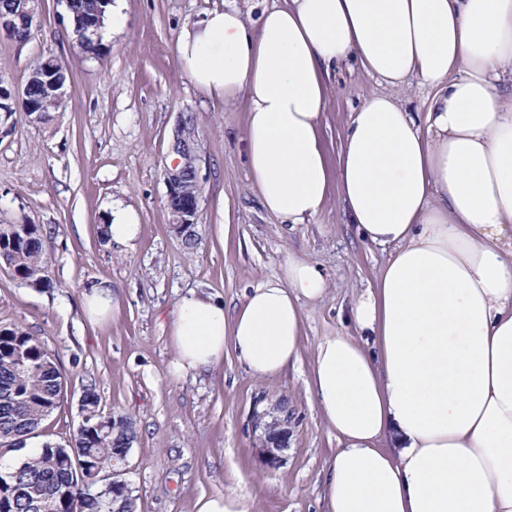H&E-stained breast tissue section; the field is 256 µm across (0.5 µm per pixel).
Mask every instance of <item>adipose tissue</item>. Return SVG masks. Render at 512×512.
Listing matches in <instances>:
<instances>
[{"mask_svg": "<svg viewBox=\"0 0 512 512\" xmlns=\"http://www.w3.org/2000/svg\"><path fill=\"white\" fill-rule=\"evenodd\" d=\"M192 82L249 104L248 172L265 210L305 224L337 185L347 224L387 252L350 330L318 342L307 388L338 448L325 512H512V0H285L258 23L214 9L177 44ZM389 87L352 115L335 166L321 148L328 83ZM431 92L424 115L397 88ZM320 267L288 255L233 314L183 295L169 324L180 374L225 350L259 378L299 358Z\"/></svg>", "mask_w": 512, "mask_h": 512, "instance_id": "adipose-tissue-1", "label": "adipose tissue"}]
</instances>
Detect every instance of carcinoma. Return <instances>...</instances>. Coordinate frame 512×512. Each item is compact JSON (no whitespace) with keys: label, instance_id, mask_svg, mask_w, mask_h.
<instances>
[{"label":"carcinoma","instance_id":"obj_1","mask_svg":"<svg viewBox=\"0 0 512 512\" xmlns=\"http://www.w3.org/2000/svg\"><path fill=\"white\" fill-rule=\"evenodd\" d=\"M111 0H72L69 17L79 26L104 27ZM56 107L25 98L17 111L44 113ZM0 262L35 288L51 287L45 275L43 239L36 224H0ZM63 375L56 355L23 327L0 326V450L15 459L0 465V512H128L129 487L108 473L123 463L138 439L129 414L98 413L96 387L82 388L84 420L67 446L43 443L28 452L42 422L60 406Z\"/></svg>","mask_w":512,"mask_h":512}]
</instances>
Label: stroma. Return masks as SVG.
<instances>
[{"instance_id":"35a3bbf8","label":"stroma","mask_w":512,"mask_h":512,"mask_svg":"<svg viewBox=\"0 0 512 512\" xmlns=\"http://www.w3.org/2000/svg\"><path fill=\"white\" fill-rule=\"evenodd\" d=\"M282 0H123L124 26L97 54L74 41L60 0H38L39 24L27 41L0 31V80L23 87L34 61L61 58L68 94L51 121L0 112V224H38L52 288L38 290L0 265V326L20 324L55 353L64 400L43 421L31 449L64 445L84 419L79 396L95 380L102 413H127L139 437L125 479L135 512H195L200 497H251L254 512H322V471L336 435L306 388L317 343L345 330L353 298L376 285L384 254L344 222L330 186L309 223L287 228L260 204L244 159L248 102L197 88L178 59L185 29L215 8L250 19ZM387 86L361 71L329 82L320 138L335 165L356 108ZM195 119L199 216L192 241L173 231L165 172L185 116ZM133 209V244L104 238L113 208ZM318 264L326 295L301 307L300 357L272 379L253 376L225 351L208 374H176L168 324L182 295L195 290L238 303L247 288L279 274L288 254ZM112 289L101 320L82 297L93 284ZM287 398L293 430L288 458L262 466L248 426L257 401Z\"/></svg>"}]
</instances>
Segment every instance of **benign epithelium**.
<instances>
[{"label": "benign epithelium", "instance_id": "obj_1", "mask_svg": "<svg viewBox=\"0 0 512 512\" xmlns=\"http://www.w3.org/2000/svg\"><path fill=\"white\" fill-rule=\"evenodd\" d=\"M21 26L32 28L38 23L35 0H20L17 11ZM67 71L60 68V64L53 57H48L38 68L29 71L25 85L20 89L10 88V93L0 89V112H11L13 108L6 99L12 100L19 96H27L32 90L38 91L45 97L62 99L66 95ZM172 149L180 156L179 163L167 170L166 185L167 198L176 202L171 208V226L174 232L181 234L190 232L196 224L199 213V185L195 167L196 141L194 130L187 126H179L175 131ZM274 410L281 416L266 421L268 411L253 410L250 416L252 431L262 428L264 437L258 441V457L261 464L268 469H276L286 459L289 448L290 429L288 427V408L284 402L275 404Z\"/></svg>", "mask_w": 512, "mask_h": 512}]
</instances>
